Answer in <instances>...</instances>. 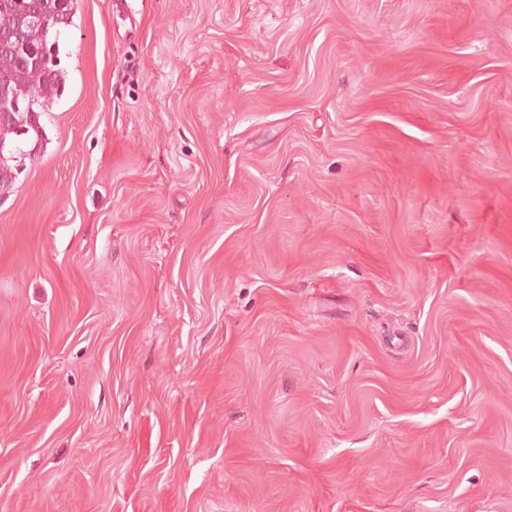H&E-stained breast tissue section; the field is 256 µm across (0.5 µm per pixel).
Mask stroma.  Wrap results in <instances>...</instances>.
<instances>
[{
  "mask_svg": "<svg viewBox=\"0 0 512 512\" xmlns=\"http://www.w3.org/2000/svg\"><path fill=\"white\" fill-rule=\"evenodd\" d=\"M0 200V512H512V0H77Z\"/></svg>",
  "mask_w": 512,
  "mask_h": 512,
  "instance_id": "1",
  "label": "stroma"
}]
</instances>
